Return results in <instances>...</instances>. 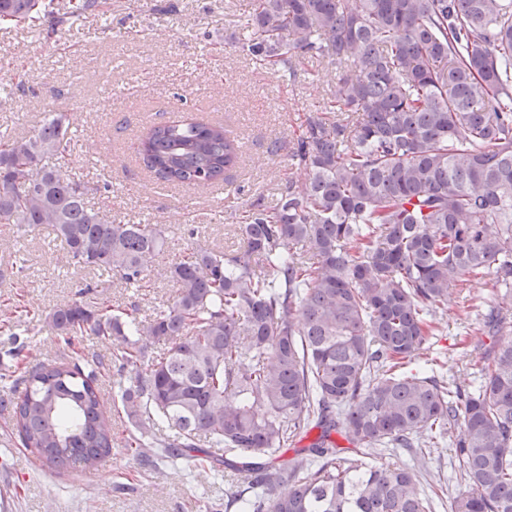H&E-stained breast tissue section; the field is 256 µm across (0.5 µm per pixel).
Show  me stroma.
Listing matches in <instances>:
<instances>
[{
    "instance_id": "obj_1",
    "label": "stroma",
    "mask_w": 512,
    "mask_h": 512,
    "mask_svg": "<svg viewBox=\"0 0 512 512\" xmlns=\"http://www.w3.org/2000/svg\"><path fill=\"white\" fill-rule=\"evenodd\" d=\"M251 16L252 0H97L93 11L53 33L43 19L0 28V134L30 135L46 113L66 115L69 150L63 159H48V166H63L94 187L90 202L107 220L156 224L167 239L142 287L127 288L70 263L44 227L0 224V265L18 267L0 279V301L19 300L38 315L16 328L30 363L53 359L61 345L43 320L47 312L83 296L146 317L174 294L165 268L200 245L237 248L234 229L250 203H278L298 129L340 72L314 58L291 69L266 68L248 51ZM186 115L222 122L239 135L245 161L226 175L230 197H214L207 187L162 184L137 158L134 146L145 127ZM493 284L489 277L449 289L448 306L415 367L436 358L450 386L478 384L479 360L493 342L478 316ZM73 346L101 362L112 451L89 475L41 468L20 446L10 415L0 412V512H208L231 493L229 481L207 470L164 465L136 472L123 446L131 425L117 396L112 341L88 333ZM382 455L414 469L423 482L447 483L449 497L468 489L452 469L448 443L424 460L404 448Z\"/></svg>"
}]
</instances>
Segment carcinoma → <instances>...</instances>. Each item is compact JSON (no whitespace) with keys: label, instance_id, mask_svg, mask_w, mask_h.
Masks as SVG:
<instances>
[{"label":"carcinoma","instance_id":"carcinoma-1","mask_svg":"<svg viewBox=\"0 0 512 512\" xmlns=\"http://www.w3.org/2000/svg\"><path fill=\"white\" fill-rule=\"evenodd\" d=\"M0 0V26L80 16L96 0ZM310 54L342 71L302 124L278 204H251L242 246L197 247L164 271L172 303L140 320L75 301L46 315L65 345L115 344L124 447L235 477L212 512H434L440 483L409 468L344 463L355 448H413L454 434L470 490L453 512H512V337L470 391L409 368L448 289L487 275L483 332L512 313V0H254L250 53L271 68ZM65 117L0 138V224L46 226L79 266L127 288L165 246L156 225L114 224L90 188L42 161L69 147ZM135 152L158 180L213 187L243 162L240 140L194 117L154 124ZM165 345L152 356L142 338ZM0 411L48 470H96L112 450L97 367L66 354L31 366L13 338ZM319 435L282 465L271 459Z\"/></svg>","mask_w":512,"mask_h":512}]
</instances>
